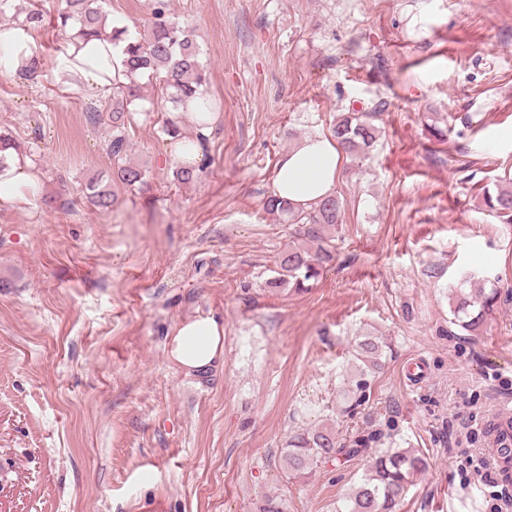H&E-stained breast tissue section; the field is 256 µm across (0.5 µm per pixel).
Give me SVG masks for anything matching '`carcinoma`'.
I'll list each match as a JSON object with an SVG mask.
<instances>
[{
	"mask_svg": "<svg viewBox=\"0 0 512 512\" xmlns=\"http://www.w3.org/2000/svg\"><path fill=\"white\" fill-rule=\"evenodd\" d=\"M57 24L72 31V37L85 41L107 35L114 41H125L123 70L112 78V139L108 152L112 157L111 182L90 180L85 185L87 198L102 211L117 203L113 186L122 184L130 191L148 185V170L128 159L127 123L144 100L137 80L155 77L162 84L172 104V115L166 118L163 134L182 144L183 161L176 170V179L187 183L198 176L202 166L196 164L198 151L205 149L206 135L198 133L190 140L183 136L181 112L187 102L197 101L198 122L206 121L211 102L206 97V70L201 51L192 31L170 15L168 0H153L151 19L146 29L129 27L119 19L107 24V13L93 7L89 0H64L58 11ZM376 110H352L336 117L332 136L343 152L359 157L366 154L378 136ZM486 206L505 223H512V182L496 196L485 198ZM266 212L293 227L296 241L282 251L273 268L270 285L288 286L296 290L320 276L335 261L336 239L329 234L342 223L341 205L337 197H329L310 210L298 209L274 195L264 202ZM496 292L486 291L484 282L470 278L452 292L451 323L467 332H477L493 307ZM386 342L376 336H364L356 343L354 357L367 368L378 367ZM386 433L380 428L359 435L351 446L342 444L338 434L328 428L307 429L288 438L284 451L286 469L303 476L322 463L341 455L355 457L379 442ZM423 455L411 448H387L374 451L366 471L347 494L341 512H396V508L418 475L426 468Z\"/></svg>",
	"mask_w": 512,
	"mask_h": 512,
	"instance_id": "obj_1",
	"label": "carcinoma"
}]
</instances>
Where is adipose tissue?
Returning a JSON list of instances; mask_svg holds the SVG:
<instances>
[{"instance_id": "adipose-tissue-1", "label": "adipose tissue", "mask_w": 512, "mask_h": 512, "mask_svg": "<svg viewBox=\"0 0 512 512\" xmlns=\"http://www.w3.org/2000/svg\"><path fill=\"white\" fill-rule=\"evenodd\" d=\"M123 56L108 40L84 43L75 39L66 43L57 78L63 82L80 81L89 90L106 92L112 76L122 66ZM343 155L336 141L322 134L297 142L280 159L273 180L276 197L294 207L309 209L326 197L335 195ZM38 182L33 161L24 155H11L0 168V202L25 205ZM224 325L213 316L187 319L170 336L172 360L186 373L200 374L224 359Z\"/></svg>"}]
</instances>
